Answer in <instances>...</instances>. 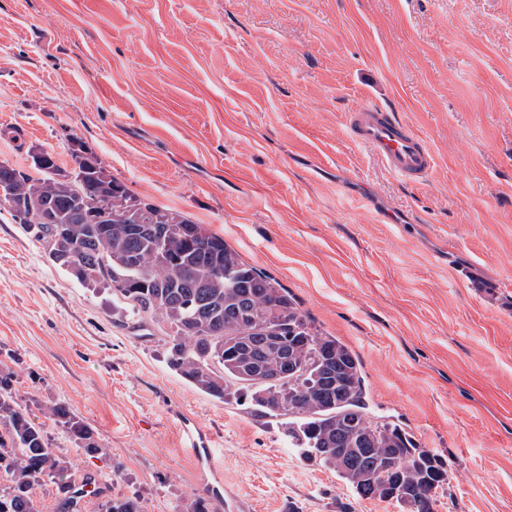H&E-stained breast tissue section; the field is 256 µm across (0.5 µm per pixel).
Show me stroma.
<instances>
[{"label": "stroma", "instance_id": "35a3bbf8", "mask_svg": "<svg viewBox=\"0 0 512 512\" xmlns=\"http://www.w3.org/2000/svg\"><path fill=\"white\" fill-rule=\"evenodd\" d=\"M364 103L427 142L422 183L347 136ZM132 193L224 237L359 358L369 407L450 465L435 512H512V0H0V161L73 139ZM0 214V362L35 422L100 451L72 476L142 512H401L306 461L276 420L166 364ZM211 434L200 466L179 414ZM45 415L66 429L76 448L91 455L98 451V444L93 430L70 408L56 403L45 407Z\"/></svg>", "mask_w": 512, "mask_h": 512}]
</instances>
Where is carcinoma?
I'll use <instances>...</instances> for the list:
<instances>
[{
    "label": "carcinoma",
    "instance_id": "obj_1",
    "mask_svg": "<svg viewBox=\"0 0 512 512\" xmlns=\"http://www.w3.org/2000/svg\"><path fill=\"white\" fill-rule=\"evenodd\" d=\"M72 158L70 174L51 156L35 160V176L1 161L12 205L0 202V210L12 215L18 207L56 265L111 289L133 328L161 326L168 366L199 391L225 403L249 397L256 416L277 420L303 457L320 454L358 497L403 499L408 512H434L437 491L448 484L445 463L402 426L371 413L349 347L313 326L277 280L208 225L131 193L82 146ZM94 210L105 219L85 223ZM11 380L0 363V471L10 476L0 512H40L36 490L46 478L57 485L56 512H79L95 479H71L70 461L18 403ZM45 415L76 448L98 451L93 430L70 408L51 404ZM104 512L141 507L131 498L109 499Z\"/></svg>",
    "mask_w": 512,
    "mask_h": 512
}]
</instances>
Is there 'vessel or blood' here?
Instances as JSON below:
<instances>
[{"instance_id":"vessel-or-blood-1","label":"vessel or blood","mask_w":512,"mask_h":512,"mask_svg":"<svg viewBox=\"0 0 512 512\" xmlns=\"http://www.w3.org/2000/svg\"><path fill=\"white\" fill-rule=\"evenodd\" d=\"M352 142L372 151L393 176L419 181L433 170L435 161L425 140L395 113L377 106L354 108L347 116ZM183 431L199 463H211L212 439L190 418H183Z\"/></svg>"}]
</instances>
